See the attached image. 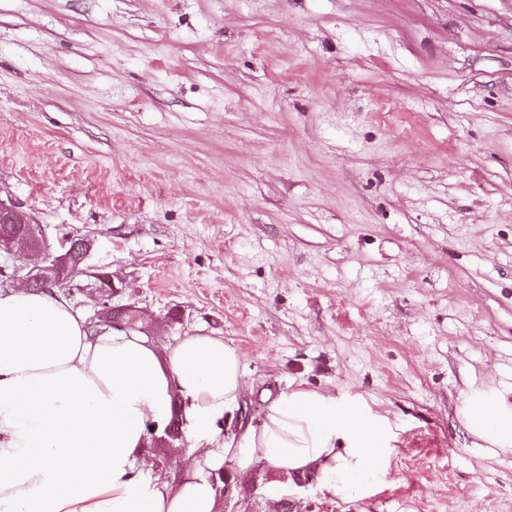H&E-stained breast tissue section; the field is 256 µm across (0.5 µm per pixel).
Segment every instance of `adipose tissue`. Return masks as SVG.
Here are the masks:
<instances>
[{"mask_svg": "<svg viewBox=\"0 0 512 512\" xmlns=\"http://www.w3.org/2000/svg\"><path fill=\"white\" fill-rule=\"evenodd\" d=\"M246 387L223 337L188 334L163 355L134 332H92L56 290L0 289V512H220L215 480L228 469L308 474L330 496L386 475V419L303 388L219 443L218 422ZM176 401L193 443L162 477L143 467L145 428L166 426ZM466 419L512 447V411L481 398Z\"/></svg>", "mask_w": 512, "mask_h": 512, "instance_id": "obj_1", "label": "adipose tissue"}]
</instances>
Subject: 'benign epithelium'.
I'll return each mask as SVG.
<instances>
[{"label":"benign epithelium","instance_id":"7a95c632","mask_svg":"<svg viewBox=\"0 0 512 512\" xmlns=\"http://www.w3.org/2000/svg\"><path fill=\"white\" fill-rule=\"evenodd\" d=\"M20 238L28 246V252L40 256L41 261L30 268L14 267L11 279L27 288L55 287L68 291L75 287V277L90 248L88 240L69 239L53 251L27 213L0 202V252H12Z\"/></svg>","mask_w":512,"mask_h":512}]
</instances>
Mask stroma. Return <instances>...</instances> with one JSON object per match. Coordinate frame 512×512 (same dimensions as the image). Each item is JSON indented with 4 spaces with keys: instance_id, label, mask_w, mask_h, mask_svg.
<instances>
[{
    "instance_id": "35a3bbf8",
    "label": "stroma",
    "mask_w": 512,
    "mask_h": 512,
    "mask_svg": "<svg viewBox=\"0 0 512 512\" xmlns=\"http://www.w3.org/2000/svg\"><path fill=\"white\" fill-rule=\"evenodd\" d=\"M0 201L91 240L84 317L223 337L236 421L296 388L387 418L364 495L255 471L222 512H512L466 421L512 408V0H0ZM148 436L177 470L186 425Z\"/></svg>"
}]
</instances>
